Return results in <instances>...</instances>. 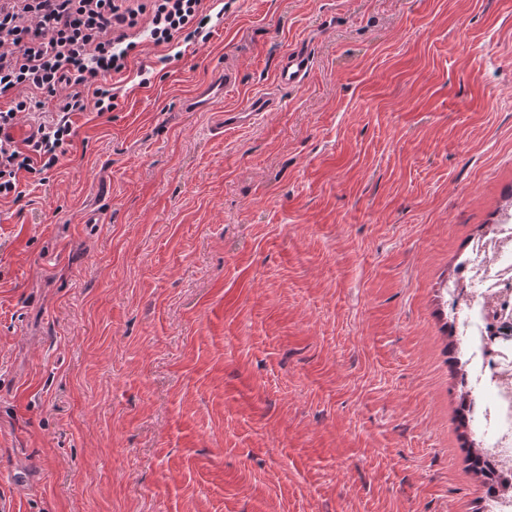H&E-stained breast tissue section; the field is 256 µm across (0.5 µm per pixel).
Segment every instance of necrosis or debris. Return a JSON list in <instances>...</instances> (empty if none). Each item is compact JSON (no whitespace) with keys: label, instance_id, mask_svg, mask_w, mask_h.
<instances>
[{"label":"necrosis or debris","instance_id":"4bbe7bcc","mask_svg":"<svg viewBox=\"0 0 512 512\" xmlns=\"http://www.w3.org/2000/svg\"><path fill=\"white\" fill-rule=\"evenodd\" d=\"M446 301L459 317L466 412L494 470L488 512H512V209L459 258Z\"/></svg>","mask_w":512,"mask_h":512}]
</instances>
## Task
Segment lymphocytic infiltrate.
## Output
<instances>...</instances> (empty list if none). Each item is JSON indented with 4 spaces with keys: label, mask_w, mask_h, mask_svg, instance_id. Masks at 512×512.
Listing matches in <instances>:
<instances>
[{
    "label": "lymphocytic infiltrate",
    "mask_w": 512,
    "mask_h": 512,
    "mask_svg": "<svg viewBox=\"0 0 512 512\" xmlns=\"http://www.w3.org/2000/svg\"><path fill=\"white\" fill-rule=\"evenodd\" d=\"M224 14L205 0H0V201L19 200L21 175L58 167L75 115L115 107L112 79L141 39L166 48L208 42Z\"/></svg>",
    "instance_id": "obj_1"
}]
</instances>
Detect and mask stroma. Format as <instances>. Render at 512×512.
I'll return each mask as SVG.
<instances>
[{
  "mask_svg": "<svg viewBox=\"0 0 512 512\" xmlns=\"http://www.w3.org/2000/svg\"><path fill=\"white\" fill-rule=\"evenodd\" d=\"M223 2L0 202V502L486 512L441 292L512 194V0ZM313 68L310 53L305 47L283 51L277 61L274 84L277 88H294L303 85ZM237 85V70L234 66H226L224 73L220 74L214 82L207 86L195 100L185 102V109L194 112L202 106L211 103L224 96ZM277 106V99L275 96L267 93L258 94L253 96L248 104L242 109L225 110L224 112V126L225 128H234L242 125L250 113L244 115L243 113L235 112H271Z\"/></svg>",
  "mask_w": 512,
  "mask_h": 512,
  "instance_id": "35a3bbf8",
  "label": "stroma"
}]
</instances>
